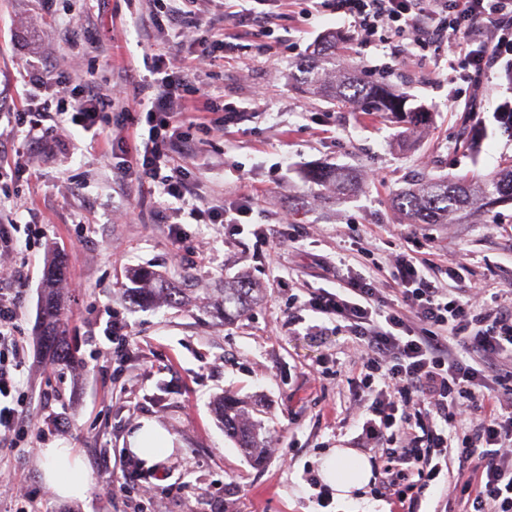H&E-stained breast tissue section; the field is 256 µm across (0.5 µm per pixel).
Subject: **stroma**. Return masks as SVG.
<instances>
[{"mask_svg":"<svg viewBox=\"0 0 512 512\" xmlns=\"http://www.w3.org/2000/svg\"><path fill=\"white\" fill-rule=\"evenodd\" d=\"M249 7L278 16L266 48L225 19L228 0H210L230 42L213 71L198 76L217 105L233 104L238 120L218 135L193 128L195 152L174 157L199 202L250 199L243 232L189 219L175 245L157 221L160 195L113 172L134 164L137 138L109 159L108 131L95 138L68 124L43 144L0 137L5 160L22 170L5 189L0 219L43 231L40 244L0 259V277L15 263L32 275L19 311L27 359L21 380L35 397L39 436L34 448L0 447V512H15L20 484L32 494L28 512H389L369 493L346 510L317 480L331 449L361 446L352 424L360 366L351 336L334 321L307 311L303 323L289 325V296L322 286L321 258L345 259L389 289L385 259L410 235L465 264L464 288L512 305V203L488 208L477 200L444 224H410L392 207L414 180L466 175L478 182L512 167V134L493 118L512 96V68L495 67L482 111L470 112L433 78L447 70V55L412 67L392 44L360 50L351 18L315 10L311 0H251ZM132 10L128 0H73L68 9L0 0V110L12 111L35 64L47 92L68 74L126 87V68L166 47L164 36L134 26ZM333 32L349 72L405 93L425 120L407 127L377 112L336 108L302 88L298 63ZM98 33L106 36L101 48L69 54L66 35ZM316 164L353 171L356 187L311 186L304 173ZM284 208L294 221L281 230L288 244L275 250L262 232ZM53 260L67 296V340L78 351L50 365L38 319ZM142 266L188 289V300L132 304L128 272ZM241 275L259 288L257 303L230 322L213 316L212 297ZM112 314L127 338L111 346L91 331ZM223 396L241 402L261 438L289 453L290 466L274 455L249 457L225 433L215 413ZM144 417L174 437L173 454L143 470L156 485L150 499L133 487L119 490L133 460L125 438ZM47 446L72 448L82 460L90 475L84 499L42 496L39 451Z\"/></svg>","mask_w":512,"mask_h":512,"instance_id":"stroma-1","label":"stroma"}]
</instances>
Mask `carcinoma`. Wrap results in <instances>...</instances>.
<instances>
[{
  "mask_svg": "<svg viewBox=\"0 0 512 512\" xmlns=\"http://www.w3.org/2000/svg\"><path fill=\"white\" fill-rule=\"evenodd\" d=\"M336 65V38H330L327 47L298 64L302 80L306 86L328 99L337 107L351 106L364 112H387L395 119H402L410 113H422L419 107H406L407 100L394 93L384 82H362L347 79L335 85H325L320 75ZM310 183L317 186L333 185L338 190L355 186V175L337 168H321L307 175ZM490 204L497 200H512V169L496 173L483 180L472 189L462 182L444 179H426L413 184L393 200V207L411 224H442L448 214L463 210L472 204L474 193ZM59 268L52 265L44 287L41 311V336L46 344L48 356L55 362L70 359L69 346L64 335V304L57 287ZM131 278L137 288L132 291L133 300L146 306L155 304L166 297L173 304L182 303L187 289L175 288L155 278V273L147 267L132 272ZM257 289L244 277L224 282V291L213 299V305L230 317V311L243 314L255 300ZM219 413L224 424V432L236 439L239 447L248 449L258 458L264 453V444L258 438L254 425L238 403L224 397L219 403Z\"/></svg>",
  "mask_w": 512,
  "mask_h": 512,
  "instance_id": "carcinoma-1",
  "label": "carcinoma"
}]
</instances>
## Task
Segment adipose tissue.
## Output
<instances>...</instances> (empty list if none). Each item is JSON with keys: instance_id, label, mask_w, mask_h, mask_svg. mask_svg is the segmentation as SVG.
<instances>
[{"instance_id": "obj_1", "label": "adipose tissue", "mask_w": 512, "mask_h": 512, "mask_svg": "<svg viewBox=\"0 0 512 512\" xmlns=\"http://www.w3.org/2000/svg\"><path fill=\"white\" fill-rule=\"evenodd\" d=\"M128 449L147 464L159 463L174 451L172 435L157 422L144 419L127 438ZM43 482L53 495L62 500L83 498L88 475L73 449L50 446L40 451ZM323 481L335 492L337 501L355 503L359 492L369 484L372 469L369 461L351 448H335L320 466Z\"/></svg>"}]
</instances>
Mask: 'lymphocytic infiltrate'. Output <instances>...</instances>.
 <instances>
[{"label": "lymphocytic infiltrate", "instance_id": "1", "mask_svg": "<svg viewBox=\"0 0 512 512\" xmlns=\"http://www.w3.org/2000/svg\"><path fill=\"white\" fill-rule=\"evenodd\" d=\"M148 18L170 32L174 48L187 33L206 27L202 10H182L172 0H145ZM322 8L352 18L365 46L403 43L407 58L447 50L452 97H467L470 111L481 109L483 92L497 64L512 58V0H322ZM224 40L213 37L191 56L187 71H172L166 55L145 61V74L132 78L133 90L113 97L103 88L63 78L50 99L29 73L22 96L43 120L72 123L99 135L111 130L113 144L125 143L129 129L146 124L135 168H119L122 179L157 188L163 198L160 220L174 242L191 217L200 224H240L245 201L198 204L181 167L168 165L171 149L188 151L195 125L189 101L204 97L195 80L214 66ZM123 120L113 123V110ZM392 285L377 288L362 272L338 275L332 289L315 288L298 299L306 310L346 323L356 343L358 384L375 397L363 410L362 444L382 453V478L375 498L400 512H422L428 492L465 512H512V309L480 293L443 288L439 278L463 281L453 256L432 259L405 238L387 259ZM30 275L14 267L0 279V446L19 447L29 423L18 374L26 365L20 340L19 308ZM468 480L452 481V469Z\"/></svg>", "mask_w": 512, "mask_h": 512}]
</instances>
